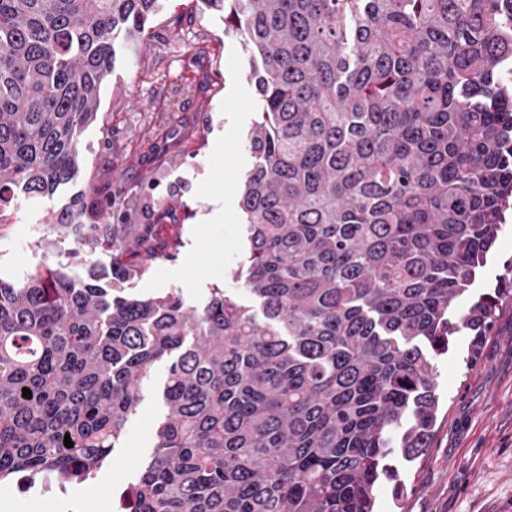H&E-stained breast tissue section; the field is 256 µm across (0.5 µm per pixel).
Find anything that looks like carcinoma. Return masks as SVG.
I'll return each mask as SVG.
<instances>
[{
  "label": "carcinoma",
  "mask_w": 512,
  "mask_h": 512,
  "mask_svg": "<svg viewBox=\"0 0 512 512\" xmlns=\"http://www.w3.org/2000/svg\"><path fill=\"white\" fill-rule=\"evenodd\" d=\"M252 54L255 164L242 291L198 307L131 288L173 257L169 200L125 224L123 191L50 221L112 251L76 278L0 279V482L83 480L121 448L150 367L165 413L124 512H374L398 449L422 454L433 357L512 209V0H195ZM160 0H0V225L74 181L117 52ZM135 151L167 141L152 127ZM29 388L32 398L22 396ZM70 435L73 447L64 445Z\"/></svg>",
  "instance_id": "obj_1"
}]
</instances>
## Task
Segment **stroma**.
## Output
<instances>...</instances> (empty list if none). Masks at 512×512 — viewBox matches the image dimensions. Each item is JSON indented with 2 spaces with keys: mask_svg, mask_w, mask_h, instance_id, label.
I'll return each instance as SVG.
<instances>
[{
  "mask_svg": "<svg viewBox=\"0 0 512 512\" xmlns=\"http://www.w3.org/2000/svg\"><path fill=\"white\" fill-rule=\"evenodd\" d=\"M146 31L145 48L118 54L99 93L98 110L113 133L101 122L87 127L75 183L53 198L23 203L19 223L0 226V278L20 283L60 261L69 262L70 274L85 275L88 264L67 259L74 236L44 219L74 192L107 181L125 191L132 224L146 221L139 201L146 184L179 189L183 208L161 234L181 236L182 246L173 258L150 264L136 284L139 294L174 291L196 307L213 288L235 287L231 273L244 261L240 182L253 163L246 148L255 119L250 55L225 36L216 13L195 10L192 0H162ZM162 96L178 109L168 124L170 143L125 154V143L158 122L154 103ZM493 291L499 305L491 331L478 338L462 330L447 354L434 358L439 411L428 446L412 460L390 457L392 474L375 487V512H512V221L456 313ZM166 375V363L152 366L122 446L104 466L113 485L133 481L152 452L162 415L157 388Z\"/></svg>",
  "mask_w": 512,
  "mask_h": 512,
  "instance_id": "obj_1",
  "label": "stroma"
}]
</instances>
